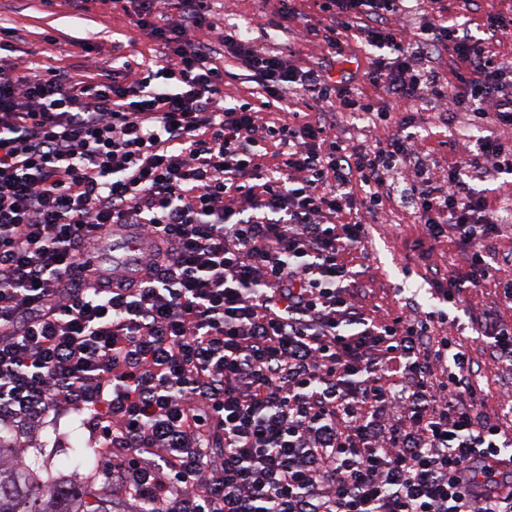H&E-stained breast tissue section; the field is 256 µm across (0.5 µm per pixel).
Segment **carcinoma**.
Segmentation results:
<instances>
[{"instance_id":"1","label":"carcinoma","mask_w":512,"mask_h":512,"mask_svg":"<svg viewBox=\"0 0 512 512\" xmlns=\"http://www.w3.org/2000/svg\"><path fill=\"white\" fill-rule=\"evenodd\" d=\"M16 455V446L0 434V512H112L110 502L91 496L85 482L43 481Z\"/></svg>"}]
</instances>
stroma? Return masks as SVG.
<instances>
[{
	"label": "stroma",
	"mask_w": 512,
	"mask_h": 512,
	"mask_svg": "<svg viewBox=\"0 0 512 512\" xmlns=\"http://www.w3.org/2000/svg\"><path fill=\"white\" fill-rule=\"evenodd\" d=\"M295 12L282 18L279 0H211L212 13L220 23L242 27L250 22L264 26L269 36V50L277 52L291 46L290 64L304 67L326 60L327 48L321 39L303 35L306 23H317L312 0H294ZM0 26L18 32L14 57L32 65H56L100 79L112 71L115 59L130 66L151 62L153 46L141 40L131 18L113 12L100 0H57L44 6L41 0H0ZM292 112H324L334 124L336 135L350 146L361 148L386 141L396 130L395 124L373 125L365 115L342 112L335 102H314L300 96L290 97ZM439 108L425 106L405 113L416 147L430 151L434 160L447 163L449 156L464 155L478 139L492 138L512 146V128L487 122L471 129L466 112H457L449 124L439 120ZM424 239L422 227L408 213L396 211L371 221L364 249L346 250L343 258L355 271L353 288L357 307L365 317L382 319L387 312L426 311L435 304L430 286L432 271L455 263L457 255L447 243L434 244L427 261L418 255ZM463 311L453 334L469 354L472 383L482 391L485 413L495 417L506 435L512 437V408L506 398L512 396V366L498 362L476 331L474 320L483 312L498 311L512 322V308L500 300L497 289L487 286L480 291L467 290L461 295ZM24 459L38 460L54 476L66 479L74 474L88 478L92 492L105 494L112 501L113 512H136L137 502L95 480L94 474L107 461L96 454L93 435L83 419L64 410L52 422L44 424L38 443L22 448Z\"/></svg>",
	"instance_id": "35a3bbf8"
}]
</instances>
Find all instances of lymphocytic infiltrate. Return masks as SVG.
I'll return each instance as SVG.
<instances>
[{
    "instance_id": "lymphocytic-infiltrate-1",
    "label": "lymphocytic infiltrate",
    "mask_w": 512,
    "mask_h": 512,
    "mask_svg": "<svg viewBox=\"0 0 512 512\" xmlns=\"http://www.w3.org/2000/svg\"><path fill=\"white\" fill-rule=\"evenodd\" d=\"M406 0H313L331 58L349 31L364 76L398 107L435 102L512 127V61ZM135 26L163 46L103 80L0 65V430L36 439L62 408L85 416L111 464L101 478L140 512H512V438L480 409L470 359L435 325L463 290L495 284L487 239L502 209L473 181L512 175L488 139L439 169L410 134L353 148L324 113L268 117L288 96L336 99L385 122L326 67H290L207 0H138ZM262 97L224 98L209 37ZM449 55L448 71L426 66ZM275 147L277 162L261 159ZM411 210L430 240L456 236L439 306L362 317L346 248L349 210ZM144 242L138 276L96 260L115 232Z\"/></svg>"
}]
</instances>
